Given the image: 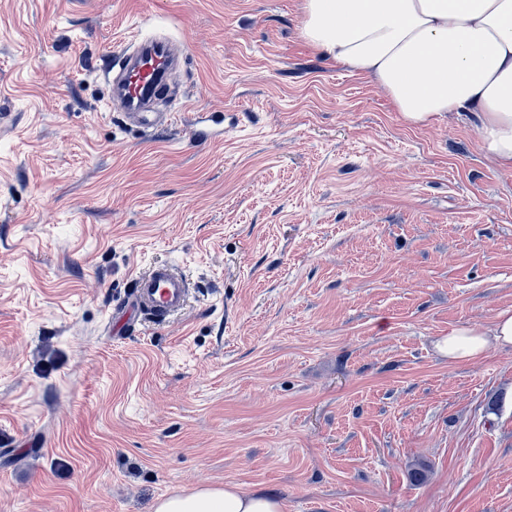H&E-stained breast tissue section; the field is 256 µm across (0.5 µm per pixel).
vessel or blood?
Listing matches in <instances>:
<instances>
[{
  "instance_id": "1",
  "label": "vessel or blood",
  "mask_w": 512,
  "mask_h": 512,
  "mask_svg": "<svg viewBox=\"0 0 512 512\" xmlns=\"http://www.w3.org/2000/svg\"><path fill=\"white\" fill-rule=\"evenodd\" d=\"M173 65L167 39L153 35L132 39L117 54L105 56L97 74L111 97L119 99L125 117L151 135L177 121L176 113L153 109L167 87ZM189 285L188 278L172 267H153L134 280L129 298L113 309L112 318L123 323L139 318L165 322L185 307Z\"/></svg>"
}]
</instances>
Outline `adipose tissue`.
<instances>
[{
  "label": "adipose tissue",
  "instance_id": "1",
  "mask_svg": "<svg viewBox=\"0 0 512 512\" xmlns=\"http://www.w3.org/2000/svg\"><path fill=\"white\" fill-rule=\"evenodd\" d=\"M301 35L323 57L372 78L402 118L424 125L468 112L480 147L512 172V0H302ZM512 345V311L491 327L459 326L437 342L454 360ZM234 485L159 498L154 512H282Z\"/></svg>",
  "mask_w": 512,
  "mask_h": 512
}]
</instances>
